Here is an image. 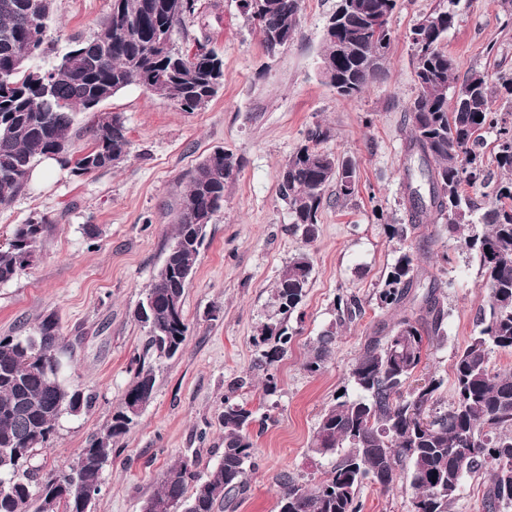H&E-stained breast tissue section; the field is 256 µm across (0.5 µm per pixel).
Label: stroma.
<instances>
[{
    "mask_svg": "<svg viewBox=\"0 0 512 512\" xmlns=\"http://www.w3.org/2000/svg\"><path fill=\"white\" fill-rule=\"evenodd\" d=\"M335 4L302 0L294 41L271 58L239 0H199L197 18L174 40L180 48L208 42L222 57L224 83L208 105L185 112L129 86L101 106L124 121L131 141L125 162L93 176L54 165L0 205V245L16 225L41 216L51 220L33 265L0 284V336L33 328L43 314L55 313L69 346L63 380L95 397L89 411L62 417L39 457L45 470L58 472L110 423L133 380L131 361L141 354L145 336L133 311L171 242L192 170L218 149L242 162L225 188L223 209L207 227L186 290L185 346L157 364L154 400L114 443L92 512H141L161 472L179 457L197 454L202 475L216 467L224 450L219 415L228 398L258 416L252 427L257 454L233 512H278L283 482L321 479L334 460L312 456L310 440L323 410L348 387L368 337L389 330L396 318L381 307L378 292L401 247L413 252L423 283L436 285L445 311L444 339L428 348L417 375L442 379L443 402L453 399L455 355L485 304L478 265L462 239L449 238L442 219L402 242L387 231L408 221L406 107L417 93L409 35L448 0H398L386 76L355 98L336 95L319 73L324 27ZM110 8L111 0H53L48 35L56 52L43 66L55 64L71 38L92 37ZM456 12L443 41L455 79L475 70L512 77V13L501 0H457ZM318 125L331 132L324 149L355 162L358 184L348 198L327 188L316 237L308 244L280 198L279 173ZM303 251L313 259L303 315L288 322L292 339L275 367L278 389L266 397L264 375L253 367L260 356L253 338L280 321L274 288ZM342 293L358 298L361 317L339 321L335 300ZM331 327L336 347L321 371L309 372L316 339ZM242 377L249 385L233 390Z\"/></svg>",
    "mask_w": 512,
    "mask_h": 512,
    "instance_id": "stroma-1",
    "label": "stroma"
}]
</instances>
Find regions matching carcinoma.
<instances>
[{"mask_svg": "<svg viewBox=\"0 0 512 512\" xmlns=\"http://www.w3.org/2000/svg\"><path fill=\"white\" fill-rule=\"evenodd\" d=\"M112 11L95 36L74 38L54 66L33 61L46 57L52 0H0V204L21 191L35 163L50 159L73 165L88 176L114 168L112 154H129L124 122L96 107L132 84L166 98L185 112L204 108L224 79L222 58L195 41V50L173 45L174 32L198 14V0H145L137 14ZM243 15L258 30L265 53L275 55L298 29L301 0H244ZM397 0H336L331 18L337 30L324 33L321 65L329 86L345 98L360 96L385 75L393 43L392 17ZM456 20L451 9H436L412 29L409 39L417 94L408 106L411 131L405 168L409 224H390V237L403 241L408 229L436 214L446 220L448 237L466 225L484 230L465 240L486 287V306L476 330L453 364V402L444 409L438 392L443 381L429 378L416 388L408 381L424 350L440 340L443 307L432 286L419 307L409 306L418 285L414 255L403 252L391 264L378 292L380 305L398 313L383 336L368 339L349 371L357 395L348 390L324 410L309 451L331 456L344 449L332 469L313 485L283 483L279 512H360L357 493L364 482L390 490L404 479L421 512H449L461 480L473 474L486 487V512L512 505V373L491 368L493 352L512 354V121L492 108L488 74L474 70L454 87L453 59L442 41ZM91 121L76 135L89 137L78 156L71 153L74 114ZM481 121H476V118ZM496 132L495 162L509 174L493 180L480 152L484 134ZM330 137L321 126L288 158L280 172L279 193L292 223L307 241L316 236L325 191L336 183L338 196L357 189L350 159L319 148ZM232 154L205 157L195 168L179 205L172 242L159 273L135 310L147 331L146 354L161 362L184 348L189 330L185 314L188 274L193 272L205 228L224 206V189L240 171ZM485 189L477 204L467 189ZM51 220L42 216L17 225L8 247L0 248V284L28 269ZM313 269L303 251L283 270L275 300L285 319L253 338L263 353V392L276 393L272 368L287 353L288 318L300 312ZM341 316L361 312L359 300L340 296ZM336 345V330L318 336L306 367L320 371ZM65 344L55 314L44 315L33 333L0 337V512H90L116 439L135 425L132 407L154 394L155 373L146 359L135 361L134 378L112 414L110 424L77 455L67 470L40 473L37 457L46 450L60 418L89 410L92 394L60 379ZM224 451L206 477L197 459L170 464L143 512H216L228 508L248 484L246 463L256 453L250 426L255 412L224 400Z\"/></svg>", "mask_w": 512, "mask_h": 512, "instance_id": "cac0c4a2", "label": "carcinoma"}]
</instances>
